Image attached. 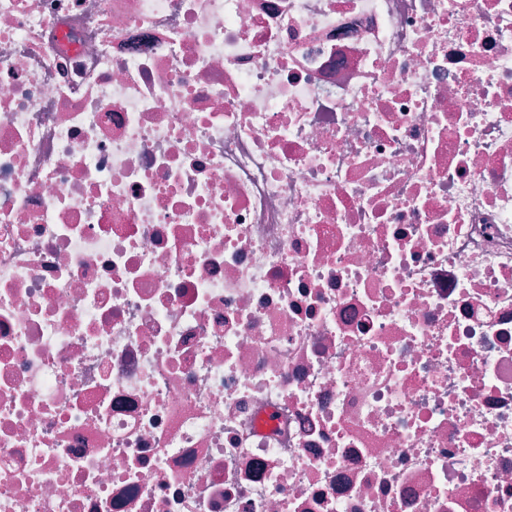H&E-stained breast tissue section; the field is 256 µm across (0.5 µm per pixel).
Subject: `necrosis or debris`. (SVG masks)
<instances>
[{"instance_id":"obj_1","label":"necrosis or debris","mask_w":512,"mask_h":512,"mask_svg":"<svg viewBox=\"0 0 512 512\" xmlns=\"http://www.w3.org/2000/svg\"><path fill=\"white\" fill-rule=\"evenodd\" d=\"M0 512H512V0H0Z\"/></svg>"}]
</instances>
